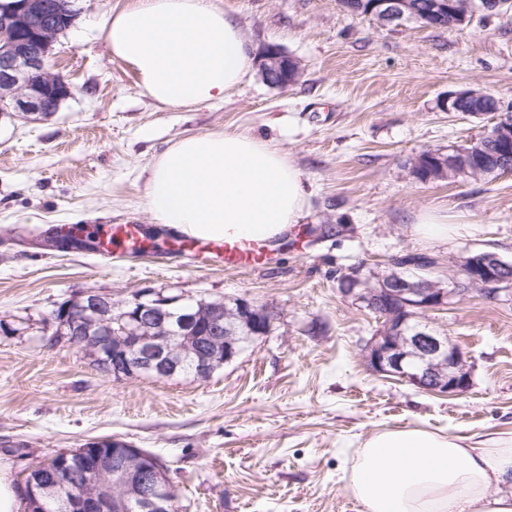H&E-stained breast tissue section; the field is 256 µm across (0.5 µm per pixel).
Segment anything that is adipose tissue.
I'll return each instance as SVG.
<instances>
[{"label":"adipose tissue","mask_w":512,"mask_h":512,"mask_svg":"<svg viewBox=\"0 0 512 512\" xmlns=\"http://www.w3.org/2000/svg\"><path fill=\"white\" fill-rule=\"evenodd\" d=\"M114 60L164 106L223 99L255 58L214 0H128L102 27ZM302 173L270 141L241 132L183 137L150 167L147 205L172 231L201 240H275L299 223ZM362 512H512V438L421 428L373 433L344 470Z\"/></svg>","instance_id":"1"}]
</instances>
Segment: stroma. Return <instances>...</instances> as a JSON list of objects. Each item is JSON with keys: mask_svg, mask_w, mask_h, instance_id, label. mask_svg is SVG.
<instances>
[{"mask_svg": "<svg viewBox=\"0 0 512 512\" xmlns=\"http://www.w3.org/2000/svg\"><path fill=\"white\" fill-rule=\"evenodd\" d=\"M127 0H78L50 69L74 88L58 112L0 118V460L13 485L30 465L118 439L156 455L185 512H360L343 479L374 432L418 427L512 436V295L467 297L429 312L466 353L473 385L441 396L369 371L362 349L380 326L337 278L417 251L448 263L489 250L512 260V174L420 183L421 152L478 138L490 115L445 112L449 92L512 103V14L475 13L448 30L380 26L340 0H220L255 57L277 47L301 67L286 89L261 75L224 100L162 106L112 59L101 25ZM251 133L283 149L309 192L300 224L248 269L199 267L147 207V172L189 134ZM448 236L415 231L423 213ZM63 224H138L140 254L42 249ZM88 288L122 301L153 288L194 300L243 298L274 314L273 331L205 381L115 380L66 342L49 315Z\"/></svg>", "mask_w": 512, "mask_h": 512, "instance_id": "1", "label": "stroma"}]
</instances>
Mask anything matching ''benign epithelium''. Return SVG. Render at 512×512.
<instances>
[{
	"mask_svg": "<svg viewBox=\"0 0 512 512\" xmlns=\"http://www.w3.org/2000/svg\"><path fill=\"white\" fill-rule=\"evenodd\" d=\"M512 0H431L429 3L413 0H372L368 15L380 25L387 26L412 19L424 27H442L448 18L460 27L470 15L504 14ZM44 0H15L0 12V115L12 112L27 114L55 112L60 104L73 96L72 87L59 75L49 71L47 58L60 34L59 28L41 29L36 33L39 50L31 48L21 34L32 29L33 21L44 11ZM262 79L269 85L290 87L301 76L299 63L273 48L261 60ZM486 93L467 89L448 93L442 103L446 112L460 111V104L469 99H482ZM495 142L498 154L512 160V120L502 117L487 130ZM512 263L497 254L469 253L456 265L448 285L425 278L413 267L402 268L396 277H386L377 288H366L364 282L371 274L360 266L344 273L350 287L341 290L344 297L367 309L374 308L379 297L388 300L390 312L384 326L370 338L363 349L368 369L377 374L395 376L419 389L446 395H458L469 390L472 372L468 357L462 349L448 342L424 322L422 316L459 298L479 293L495 299L503 291L501 271ZM186 301L181 295H167L162 291L144 288L134 292L119 304L112 296L97 289L82 292L68 306L60 322L73 333L72 341L79 340L84 330L97 329L91 340L93 358H112V376L116 379L149 376L170 379L191 366L195 378H209L219 356L231 362L239 355L241 337L224 331V350H208L198 346L199 337L193 333L196 317L186 314L174 321L177 305ZM249 333L264 337L272 316L242 299L224 301V313L229 306ZM136 453L148 461L140 472L113 468L117 460L128 453ZM162 463L153 455L127 443L112 442V452L94 457L92 472L110 477L127 494L135 496L143 512H179V500L172 497L168 487H160L155 479ZM52 490L64 488L55 495L61 512H107L110 502L120 500L106 493L87 494L71 480V469L60 466L55 471Z\"/></svg>",
	"mask_w": 512,
	"mask_h": 512,
	"instance_id": "obj_1",
	"label": "benign epithelium"
}]
</instances>
